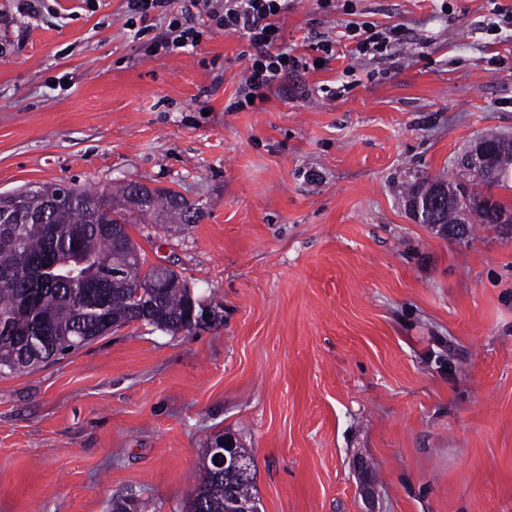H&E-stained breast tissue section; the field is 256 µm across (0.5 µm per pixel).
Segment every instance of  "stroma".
<instances>
[{"label": "stroma", "instance_id": "obj_1", "mask_svg": "<svg viewBox=\"0 0 512 512\" xmlns=\"http://www.w3.org/2000/svg\"><path fill=\"white\" fill-rule=\"evenodd\" d=\"M360 0L418 49L288 77L227 106L253 49L221 33L149 53L126 0H0V192L136 181L199 206L136 224L195 327L133 322L0 377V512H182L221 434L262 512H512V237L451 241L404 187L512 137V30L489 0ZM339 15L298 0L285 44Z\"/></svg>", "mask_w": 512, "mask_h": 512}]
</instances>
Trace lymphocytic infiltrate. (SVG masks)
Listing matches in <instances>:
<instances>
[{"instance_id":"f902f5d3","label":"lymphocytic infiltrate","mask_w":512,"mask_h":512,"mask_svg":"<svg viewBox=\"0 0 512 512\" xmlns=\"http://www.w3.org/2000/svg\"><path fill=\"white\" fill-rule=\"evenodd\" d=\"M127 22L135 35L148 32V22L159 15L168 22L165 35L153 43V52L167 53L199 45L205 32L227 33L247 38L256 53L247 66L230 111L244 109L250 100L266 99L276 85L297 73L315 71L317 63L346 59L345 74L354 63L392 56L407 41L404 24L370 20L358 0H317L324 13L340 12L342 28L335 36H320L310 43L309 54L296 53L282 41V17L291 8L289 0H126ZM204 14L207 30L196 27L194 13Z\"/></svg>"}]
</instances>
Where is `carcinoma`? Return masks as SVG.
Here are the masks:
<instances>
[{
    "instance_id": "1",
    "label": "carcinoma",
    "mask_w": 512,
    "mask_h": 512,
    "mask_svg": "<svg viewBox=\"0 0 512 512\" xmlns=\"http://www.w3.org/2000/svg\"><path fill=\"white\" fill-rule=\"evenodd\" d=\"M492 167V177L469 178L472 212L487 226L494 223L495 213L481 206L482 189L512 190V145L499 150ZM134 187L119 185L109 196L59 184L18 191L25 197L23 209L14 223L0 224V377L86 345L83 330L90 327L145 321L174 333L190 329L185 323L190 288L173 270L164 281L154 280V268L144 267L127 226L194 224L199 208L175 190L144 186L148 203L133 210L127 202ZM53 227L68 245L58 261L81 266L89 287H60L59 269L42 261ZM35 276L41 278L45 296L31 308L25 297ZM89 294L104 296V311L87 308ZM233 495L257 498L255 481L219 476L209 460L183 512H193L197 504L205 512H224V501Z\"/></svg>"
}]
</instances>
